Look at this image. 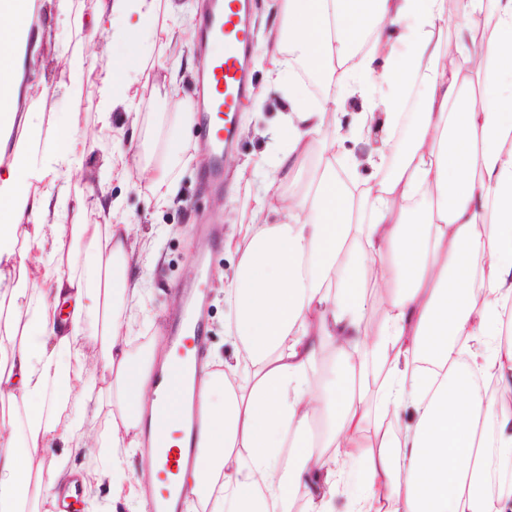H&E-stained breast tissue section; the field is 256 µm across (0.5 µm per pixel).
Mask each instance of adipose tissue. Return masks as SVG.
Returning <instances> with one entry per match:
<instances>
[{
  "instance_id": "1",
  "label": "adipose tissue",
  "mask_w": 512,
  "mask_h": 512,
  "mask_svg": "<svg viewBox=\"0 0 512 512\" xmlns=\"http://www.w3.org/2000/svg\"><path fill=\"white\" fill-rule=\"evenodd\" d=\"M31 2L0 0V126L16 115ZM176 15L173 0H102L109 56H72L66 95L82 96L93 70L103 117L131 112L149 78L143 44L171 41ZM279 16L266 58L287 103L275 176L225 243L238 256L224 290L236 343L232 359L208 352L198 366L201 453L181 476L184 512H292L298 497L331 512L349 487L353 512H512V475L496 474L512 466V0H279ZM161 87L171 109L149 120L139 172L165 207L194 104L177 73ZM356 95L361 112L342 121ZM355 140L375 146L361 159ZM84 148L73 118L0 162V264L24 275L0 283V512H55L53 488L93 440L84 495L106 485L129 512L150 508L154 475L129 477L128 464L157 408L158 358L128 346L151 291L131 274L119 200L101 201L102 223L73 216L64 173ZM307 163L313 189L290 192ZM33 180L42 189L23 201ZM58 440L63 453L37 464Z\"/></svg>"
}]
</instances>
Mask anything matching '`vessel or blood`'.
I'll return each mask as SVG.
<instances>
[{
    "label": "vessel or blood",
    "instance_id": "vessel-or-blood-1",
    "mask_svg": "<svg viewBox=\"0 0 512 512\" xmlns=\"http://www.w3.org/2000/svg\"><path fill=\"white\" fill-rule=\"evenodd\" d=\"M220 43L224 52L201 60L196 88L201 102L199 122L210 160L202 174L203 183L211 188L224 186V150L236 136L235 118L250 91L249 58L254 43L250 21V0H212L199 28V44ZM189 306L179 313L172 325L170 348L172 366L158 372L160 415L144 421L145 438L162 434L163 414L168 410L171 394L186 390L193 360L205 352L207 331L201 286L186 289ZM197 417L185 413L180 419L178 444L144 448L142 463L155 471L159 486L150 491L151 512H182L183 492L179 477L183 469L196 465Z\"/></svg>",
    "mask_w": 512,
    "mask_h": 512
}]
</instances>
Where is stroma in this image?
<instances>
[{
  "label": "stroma",
  "mask_w": 512,
  "mask_h": 512,
  "mask_svg": "<svg viewBox=\"0 0 512 512\" xmlns=\"http://www.w3.org/2000/svg\"><path fill=\"white\" fill-rule=\"evenodd\" d=\"M183 13L177 21V35L168 43L156 44L151 60L154 64L148 81L140 83L135 98L142 113L164 111V98L157 91L164 71L173 66H199L195 37L191 26L209 8V0H177ZM101 9V0H74L70 16L59 15L52 0H34L30 27L16 49L17 111L11 128L0 134V151L5 156L24 147L37 134V126L65 123L68 113L78 115L81 127L88 135V145L82 172L72 175L71 194L82 203L78 219L95 224L101 217L96 206L98 196H119L124 200L128 223L148 233L159 254L158 260L141 256L140 267L151 288L147 313L151 322L138 326L129 347L138 357L150 355L155 337L167 336L168 318L182 300L185 286L206 280L205 318L207 346L230 355L234 344L224 334V319L228 307L224 302V282L232 278L238 257L226 250H211L208 240L200 233V225L215 222L219 216L229 218L225 235H232L234 224L250 219L249 201L262 187L263 177L245 176L236 179L235 170L243 162L266 157L275 137L270 124L279 109L280 95L265 89V67L260 60L251 65L252 91L265 93L263 106L246 100L238 114L241 124L236 142L224 154V189L215 192L202 184L200 174L205 166L204 137L200 127H192L183 155L174 161L172 178L174 197L170 206L158 209L151 202V193L138 172H131L124 181L107 179L106 162L112 151L129 149L144 140L142 125L125 120L114 138H102L99 132L100 103L96 96L83 95L70 99L64 87L70 82L69 62L61 56V46L70 50L85 49L104 53L106 40L96 30L94 18Z\"/></svg>",
  "instance_id": "obj_1"
}]
</instances>
